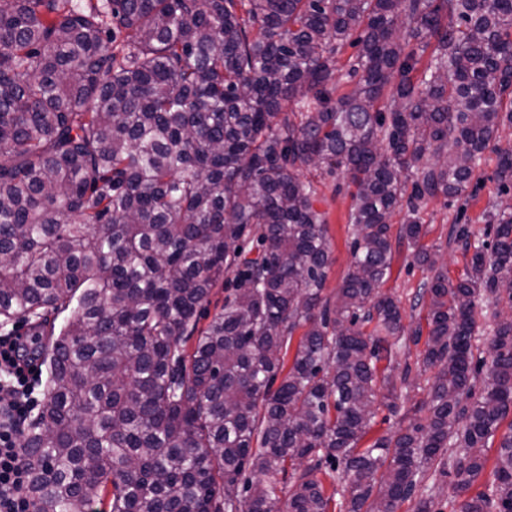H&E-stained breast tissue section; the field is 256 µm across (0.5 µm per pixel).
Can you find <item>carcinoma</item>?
<instances>
[{"mask_svg":"<svg viewBox=\"0 0 512 512\" xmlns=\"http://www.w3.org/2000/svg\"><path fill=\"white\" fill-rule=\"evenodd\" d=\"M355 32L353 87L335 98ZM511 97L512 0H0V330L46 337L45 400L21 439L33 512H398L432 472L468 492L512 412V316L485 373L472 343L478 298L512 306V211L490 244L459 229L472 254L455 284L417 251L430 415L358 443L377 398L397 399L377 368L403 337L379 294L389 218L463 194ZM498 154L507 189L512 150ZM321 166L356 187L333 302L300 177ZM324 467L351 474L343 501ZM460 512H512V424ZM358 52V47L355 45H351L347 43L337 54V71H336V79L338 81V91L335 92L333 97H338L341 94L347 92L351 88V82L348 81L346 77L347 69L349 68V63L351 61V57H355Z\"/></svg>","mask_w":512,"mask_h":512,"instance_id":"cac0c4a2","label":"carcinoma"}]
</instances>
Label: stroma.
Instances as JSON below:
<instances>
[{"mask_svg": "<svg viewBox=\"0 0 512 512\" xmlns=\"http://www.w3.org/2000/svg\"><path fill=\"white\" fill-rule=\"evenodd\" d=\"M508 146H512V126L499 129L495 140L475 168L469 188L462 196L431 199L414 215L409 214L407 208L399 207L391 216L390 235L395 242L390 273L382 290L393 297L399 306L406 331L402 344L392 359L394 371L398 374L409 371L410 377L407 384L397 388L396 411H389L385 404H376L369 438L393 433L406 427L410 419L426 416L431 388L437 375L436 369L423 368L425 344L414 340L412 336L415 329L427 324V303L419 299L418 291L422 282L426 281L428 273L415 259L417 247L399 240L400 230L409 218H416L422 226L420 245L435 254L451 279L462 278L468 257L456 236V229L460 226L466 227L471 240H485L488 231L487 213L506 198L494 172L498 162V149ZM304 177L316 187V207L326 220L331 265L323 294L332 299L351 269L352 226L349 214L354 204V189L340 172L330 175L308 170Z\"/></svg>", "mask_w": 512, "mask_h": 512, "instance_id": "1", "label": "stroma"}]
</instances>
